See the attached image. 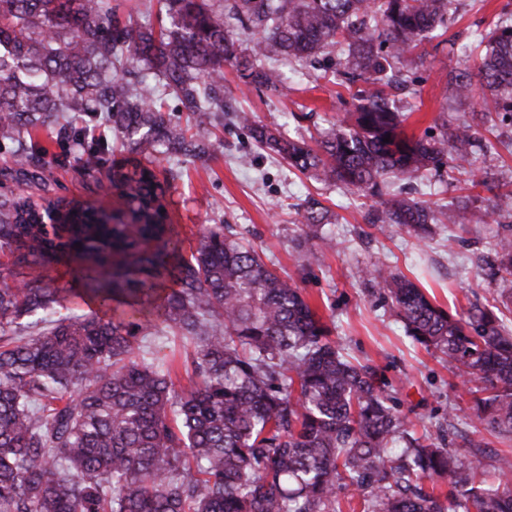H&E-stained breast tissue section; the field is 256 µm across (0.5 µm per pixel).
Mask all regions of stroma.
<instances>
[{"mask_svg": "<svg viewBox=\"0 0 512 512\" xmlns=\"http://www.w3.org/2000/svg\"><path fill=\"white\" fill-rule=\"evenodd\" d=\"M512 0H459L458 12L448 22L452 43H426L421 64L408 65L409 80L398 96L408 113V133L422 135L443 123L471 119L480 111L481 89L464 98L447 101L443 90L451 75L464 69L478 45ZM340 58L336 47L326 48L315 63L284 64L288 95L245 87L232 66L224 68V112L212 116L219 138L213 157L200 162L165 154L141 156V163L158 179H170L163 204L167 221L179 242V254L190 258L204 227L224 224L243 235L277 264L301 288L311 306L332 326L333 339L360 361L375 366L393 385L400 409L425 433L430 421L454 413L448 439L464 449L470 432L466 385L448 369L440 353L416 345L406 336L403 324L388 303L370 294L358 277L360 269H396L419 278L422 288L453 314L465 313L471 304L492 306L499 302L500 280L487 276L495 260L496 234L501 225L512 224V201H500L498 218H489L488 191H481L470 204L465 228L438 229L434 239L420 241L405 231L379 232L370 227L367 213L372 201L357 192L318 182L289 168L274 153L255 146L248 131L240 128L232 113H252L257 124L280 129L294 139L314 141L338 117L351 109L350 90L334 84L331 75ZM31 136L47 148V165L40 178L18 171L14 146L0 144V195H16L32 202L63 197L121 213L125 202L109 185L108 172L127 166L128 145L108 135L109 150L103 170L86 173L77 147L61 148L53 127L32 130ZM407 197L438 207L461 193L459 183L448 176L430 175L402 180ZM319 200L329 211V228L336 247L327 251L319 266H307L292 247L308 199ZM26 276H47L61 290L57 315L87 314L91 308L71 290L73 274L68 263L26 269ZM146 359L172 366L176 386L187 388L180 357L181 337L169 329L140 341Z\"/></svg>", "mask_w": 512, "mask_h": 512, "instance_id": "obj_1", "label": "stroma"}]
</instances>
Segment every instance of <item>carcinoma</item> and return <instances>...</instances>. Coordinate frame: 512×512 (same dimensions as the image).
<instances>
[{
    "mask_svg": "<svg viewBox=\"0 0 512 512\" xmlns=\"http://www.w3.org/2000/svg\"><path fill=\"white\" fill-rule=\"evenodd\" d=\"M159 2L169 26L156 33L120 19L111 0H0V139L54 123L57 144L81 146L83 168L97 170L109 144L87 139L89 119L135 152L199 157L212 145L207 129L192 133L162 112L157 89L208 117L224 111V63L282 95L283 76L257 56L310 61L339 45L335 79L368 88L328 138L311 146L245 112L237 123L292 168L366 195L444 167L465 176L464 191L492 190L474 167L492 143H477L465 121L409 135L386 92L399 80L393 61L444 26L455 0ZM229 18L264 34L252 54L238 50ZM481 46L473 68L449 82L451 96L467 95L476 75L487 89L482 118L512 122L511 12ZM15 153L20 168L37 169L46 149L19 144ZM110 186L126 200L120 216L47 200L58 221L51 236L41 207L0 201V248L17 251L0 268V512H341V487L361 512H512V455L471 440L461 456L444 436L409 432L389 383L331 338L300 288L251 244L216 224L190 260L173 264L178 242L161 203L170 182L135 165L112 171ZM466 208L431 210L391 193L370 224L426 239L437 224L464 228ZM323 227L321 210L308 208L293 238L308 266L334 246ZM503 229L489 276L505 281L512 225ZM64 256L97 267L88 285L112 316L75 313L34 335L60 289L41 275L20 280L18 269ZM165 275L178 288L146 308L143 297ZM364 275L406 335L472 383L473 433L512 437V329L503 317L475 304L457 318L398 270ZM146 309L156 320L136 318ZM160 323L187 344L188 389L138 352L137 332Z\"/></svg>",
    "mask_w": 512,
    "mask_h": 512,
    "instance_id": "obj_1",
    "label": "carcinoma"
}]
</instances>
